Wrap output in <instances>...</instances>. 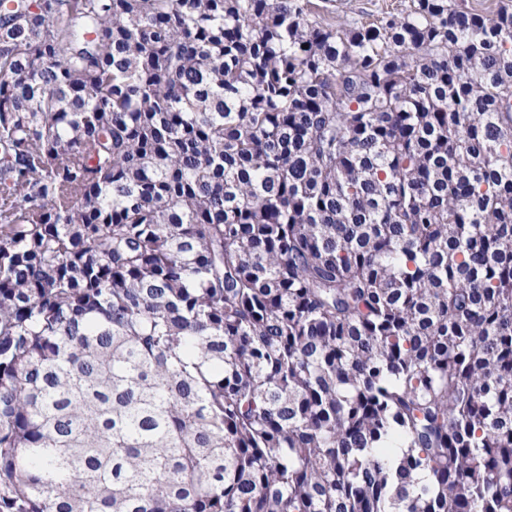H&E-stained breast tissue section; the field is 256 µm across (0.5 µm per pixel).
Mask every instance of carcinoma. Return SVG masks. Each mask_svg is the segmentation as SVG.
Instances as JSON below:
<instances>
[{
  "mask_svg": "<svg viewBox=\"0 0 512 512\" xmlns=\"http://www.w3.org/2000/svg\"><path fill=\"white\" fill-rule=\"evenodd\" d=\"M0 512H512V10L0 0ZM343 1L344 10L349 19H356L362 22H373L378 18L387 16L389 12L396 13L408 0H330ZM397 8V10H396Z\"/></svg>",
  "mask_w": 512,
  "mask_h": 512,
  "instance_id": "obj_1",
  "label": "carcinoma"
}]
</instances>
